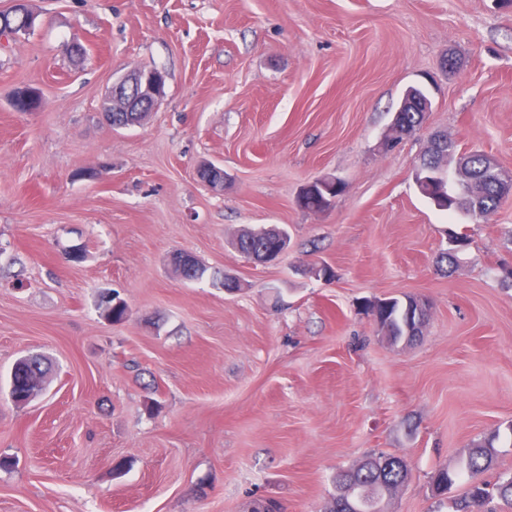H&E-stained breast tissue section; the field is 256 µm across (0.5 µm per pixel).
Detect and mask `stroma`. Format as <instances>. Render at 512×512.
Segmentation results:
<instances>
[{
	"mask_svg": "<svg viewBox=\"0 0 512 512\" xmlns=\"http://www.w3.org/2000/svg\"><path fill=\"white\" fill-rule=\"evenodd\" d=\"M30 3L34 29L0 45V512H327L337 472L380 454L410 470L385 512H435L431 475L488 437L484 481L512 475V202L476 220L413 179L435 133L512 171V0ZM134 66L165 95L118 129L102 99ZM412 85L432 110L382 151ZM21 87L39 111L14 110ZM324 176L343 194L301 208ZM272 224L281 259L233 247ZM406 295L429 317L394 344L372 307ZM31 355L49 371L18 403ZM11 372V396L24 403L42 391L46 375L45 363L38 357L20 358Z\"/></svg>",
	"mask_w": 512,
	"mask_h": 512,
	"instance_id": "35a3bbf8",
	"label": "stroma"
}]
</instances>
